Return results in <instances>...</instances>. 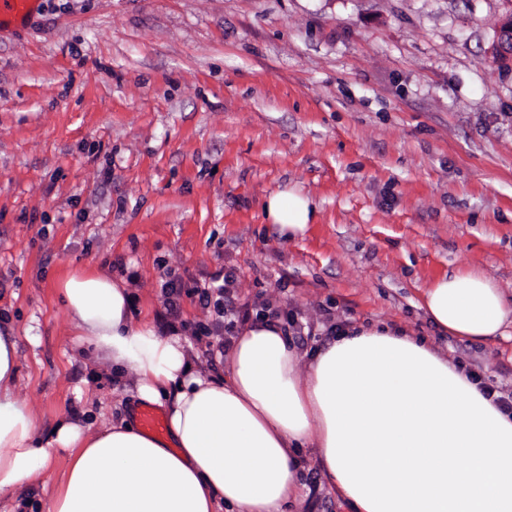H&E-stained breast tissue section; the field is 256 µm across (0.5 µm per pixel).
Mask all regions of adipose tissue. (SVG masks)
<instances>
[{"mask_svg":"<svg viewBox=\"0 0 512 512\" xmlns=\"http://www.w3.org/2000/svg\"><path fill=\"white\" fill-rule=\"evenodd\" d=\"M268 218L295 237L315 205L271 194ZM73 341L163 407L168 436L123 421L66 419L41 433L16 392L18 338L0 326V497L46 486L45 512H286L301 487L297 449L313 446L351 512H512V415L452 360L403 330L347 331L301 364L280 328L257 322L233 344L227 375L201 373L178 336L135 319L122 283L93 269L60 284ZM429 320L485 341L512 323L489 277L452 273L425 288Z\"/></svg>","mask_w":512,"mask_h":512,"instance_id":"ef3b65f1","label":"adipose tissue"}]
</instances>
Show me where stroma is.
Listing matches in <instances>:
<instances>
[{"mask_svg":"<svg viewBox=\"0 0 512 512\" xmlns=\"http://www.w3.org/2000/svg\"><path fill=\"white\" fill-rule=\"evenodd\" d=\"M506 0H38L0 31V319L42 431L122 420L129 382L72 340L68 271L135 275L133 314L170 334L193 288L305 319L385 323L512 390V327L485 342L421 307L482 272L512 300V69L486 50ZM317 207L295 238L263 204ZM288 512H348L302 451Z\"/></svg>","mask_w":512,"mask_h":512,"instance_id":"1","label":"stroma"}]
</instances>
